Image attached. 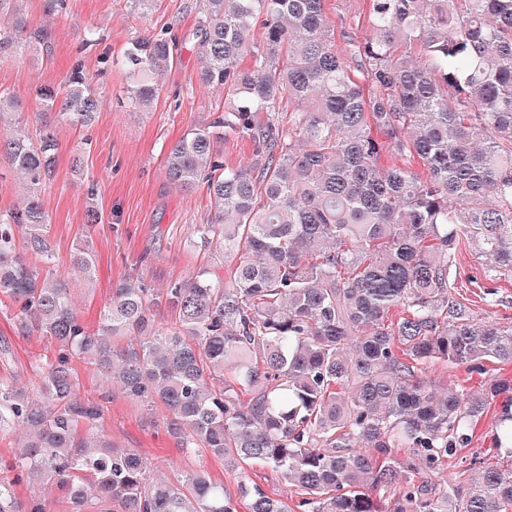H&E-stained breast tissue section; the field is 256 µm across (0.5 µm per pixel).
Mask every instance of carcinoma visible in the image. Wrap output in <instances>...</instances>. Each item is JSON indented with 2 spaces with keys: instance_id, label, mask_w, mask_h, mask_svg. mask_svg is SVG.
<instances>
[{
  "instance_id": "obj_1",
  "label": "carcinoma",
  "mask_w": 512,
  "mask_h": 512,
  "mask_svg": "<svg viewBox=\"0 0 512 512\" xmlns=\"http://www.w3.org/2000/svg\"><path fill=\"white\" fill-rule=\"evenodd\" d=\"M368 2L366 31L342 51L325 0H195L194 28L140 33L104 56L128 74L135 109L159 98L158 75L183 45L201 86L224 91L163 160L171 180L206 190L198 243L223 253L224 274L203 267L168 288L129 276L94 328L72 301L96 277L93 248L77 244L56 270L40 203L53 126L0 129V162L32 190L0 211V303L53 345L36 392L0 381V430L25 434L0 463V512H53L47 498L19 497L22 482L59 488L70 512H512V467L473 460L467 480H434L498 398L496 442L512 457V378L475 394L426 372L512 363V328L474 322L453 292L464 239L493 260L485 279L512 275V0ZM50 49L46 27L0 29V57ZM35 95L82 126L99 108L79 63L63 89ZM229 135L251 145L234 166ZM76 358L163 406L179 451L223 460L236 493L202 466L169 477L114 447L98 431L103 401L80 394ZM254 462L296 487L297 502L252 483Z\"/></svg>"
}]
</instances>
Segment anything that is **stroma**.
Wrapping results in <instances>:
<instances>
[{
    "mask_svg": "<svg viewBox=\"0 0 512 512\" xmlns=\"http://www.w3.org/2000/svg\"><path fill=\"white\" fill-rule=\"evenodd\" d=\"M26 15L31 26H49L52 53L38 59L31 54L0 60V91L22 102L29 129L39 128L33 89L38 84H62L75 61H82L93 82L100 107L92 128L62 122L54 127L57 139L56 168L41 191V202L50 224L58 268H65L76 243L89 239L98 260L96 282L77 291L74 303L88 326H96L98 314L108 302L112 288L133 275L155 288H165L201 267L220 266L222 254L199 249L196 227L205 223L209 200L205 191H185L172 184L165 173L163 156L191 127L207 124L222 91L199 85V61L185 48L174 65L160 78L163 91L152 109L138 112L120 106L118 97L127 84L124 71L105 65L99 50L81 49L86 27H97L104 48L120 54L136 31L163 26L183 32L196 20L195 0H159L157 8L142 17L131 11L127 0H69L66 13L47 15L44 0H27ZM326 13L335 35L363 31L367 23V0H326ZM102 47V48H103ZM81 157L82 171L73 168ZM97 181L96 195H88V181ZM98 207L102 223L88 225L86 212ZM486 261L469 243L456 251L455 293L469 304L479 322L512 326V277L485 280ZM15 307H0V340L9 345L0 353V379L31 387L35 361L45 354L47 342L38 333L21 334L15 326ZM81 394L108 397L100 431L118 448H134L159 467L177 471L204 465L211 475L235 489L233 473L221 461L200 454L188 457L179 452L163 429L166 411L162 406L146 410L119 389L108 388L102 377L74 361ZM431 378L479 393L489 378L512 377V364L490 362L485 372L438 362L429 369ZM499 403L488 405L472 432L469 444L446 466L448 476H460L462 459L497 464L493 440Z\"/></svg>",
    "mask_w": 512,
    "mask_h": 512,
    "instance_id": "35a3bbf8",
    "label": "stroma"
}]
</instances>
